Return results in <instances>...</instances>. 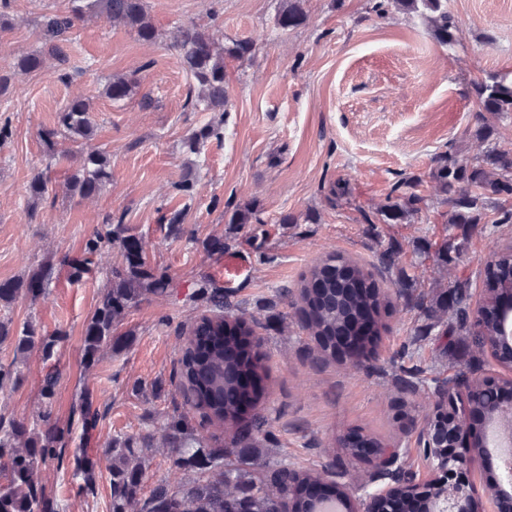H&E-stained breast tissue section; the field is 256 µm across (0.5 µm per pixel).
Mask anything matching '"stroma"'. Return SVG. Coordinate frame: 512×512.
<instances>
[{
	"label": "stroma",
	"mask_w": 512,
	"mask_h": 512,
	"mask_svg": "<svg viewBox=\"0 0 512 512\" xmlns=\"http://www.w3.org/2000/svg\"><path fill=\"white\" fill-rule=\"evenodd\" d=\"M68 0H6L0 13V68L34 50L45 15L67 8ZM279 0H147L161 37L140 41L134 32L103 17H85L63 46L65 66L48 61L44 70L11 74L7 112L10 137L0 143V282L27 276L44 265L56 271L37 299L20 297L0 306L15 328L34 325L39 333H64L50 363L30 356L19 363L15 387L0 392V412L32 420L41 380L56 371L52 415L67 419L79 380H86L102 413L88 446L96 483L78 490L72 454L62 465L43 468L39 478L57 512H111L107 441L116 434L153 431L180 399L170 378L181 356L178 331L205 313L188 296L202 275L215 278L232 302L254 307L268 301L256 333L266 356L268 380L256 407L274 436L263 452L297 466L317 469L337 459L355 479L364 463L335 447V436L359 430L388 440L403 437L407 416L422 417L421 396L399 391L390 358L421 322L420 311L396 305L369 370L344 361L314 363L315 344L298 316L278 298L296 289L324 253L336 251L367 265L378 264L390 238L409 237L412 248L398 264L383 269L384 289L395 290L399 271L418 277L422 288L443 279L441 262L428 248L447 237L459 271L469 276L471 297L483 288L488 257L512 243V224H481L468 230L444 227L436 213L411 223L372 226L361 208L377 206L402 178L418 181L417 192L431 199L430 173L437 154L456 149L473 158L488 146L512 150V116L495 124L489 142L475 136L480 124L471 93L474 81L498 73L512 78V0H448L458 20L455 49L438 44L421 21L391 11L380 16L372 0H305L307 20L284 32L274 22ZM193 22L220 41L251 38L253 56L227 68L228 104L223 140L209 139L200 154L183 140L213 120L210 112L187 105L192 80L168 35ZM67 78H59V69ZM136 79L132 99L114 103L104 88L114 76ZM149 105H142L143 96ZM89 100L95 131L79 142L59 140L51 171L53 193L30 203L27 186L44 166L43 131L73 97ZM100 150L112 167V182L83 199L66 191L76 152ZM192 178V195L176 186ZM346 178L348 203L330 206L328 186ZM247 224L232 223L241 210ZM182 212L179 237L160 224ZM122 217L143 239L148 261L171 278L167 297L140 303L119 331L130 343L121 353H104L85 370L82 344L86 322L102 279L69 280L60 269L64 256L79 253L92 230L108 216ZM223 238L229 249L206 253L205 240ZM429 366L452 376L490 362L476 358L466 337L448 350L425 346Z\"/></svg>",
	"instance_id": "35a3bbf8"
}]
</instances>
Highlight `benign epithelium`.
I'll use <instances>...</instances> for the list:
<instances>
[{"mask_svg": "<svg viewBox=\"0 0 512 512\" xmlns=\"http://www.w3.org/2000/svg\"><path fill=\"white\" fill-rule=\"evenodd\" d=\"M470 319L490 323L491 335L480 337L478 353L511 375L462 374L425 388L430 409L422 421H409V433L420 442L432 478L420 480L400 445L364 444L357 457L368 459L369 470L359 482L324 474L300 486V497L315 512L325 504L336 505V512H512V472H498L488 483L485 508L478 506L469 478L476 460L491 454L489 430L497 417L512 414V287L484 294ZM369 340L361 327L342 337L338 349L364 369Z\"/></svg>", "mask_w": 512, "mask_h": 512, "instance_id": "obj_1", "label": "benign epithelium"}]
</instances>
